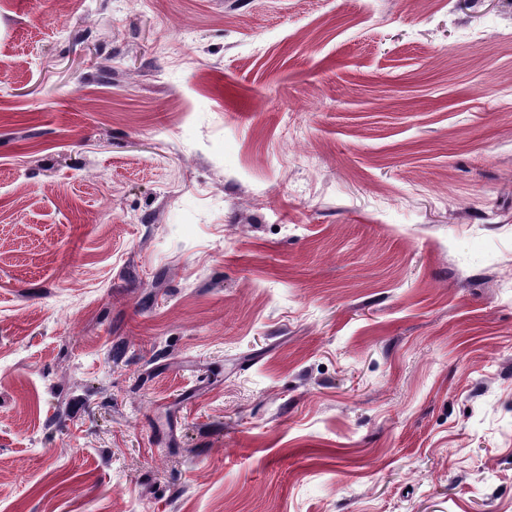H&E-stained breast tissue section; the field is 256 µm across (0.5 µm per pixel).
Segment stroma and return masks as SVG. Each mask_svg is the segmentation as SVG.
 <instances>
[{"mask_svg": "<svg viewBox=\"0 0 512 512\" xmlns=\"http://www.w3.org/2000/svg\"><path fill=\"white\" fill-rule=\"evenodd\" d=\"M0 512H512V0H0Z\"/></svg>", "mask_w": 512, "mask_h": 512, "instance_id": "stroma-1", "label": "stroma"}]
</instances>
